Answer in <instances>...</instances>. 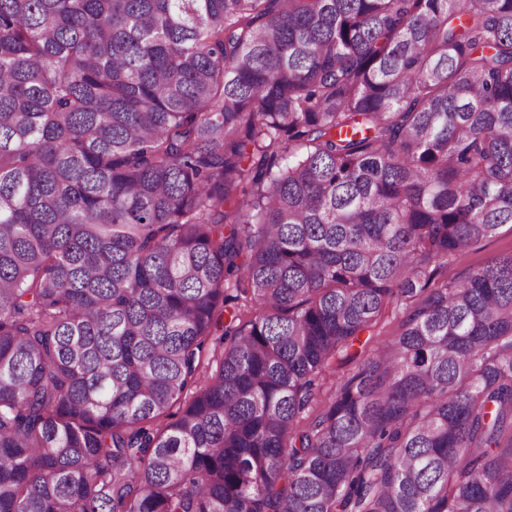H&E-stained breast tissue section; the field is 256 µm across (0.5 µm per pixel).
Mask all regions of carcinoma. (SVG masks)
<instances>
[{
    "label": "carcinoma",
    "mask_w": 512,
    "mask_h": 512,
    "mask_svg": "<svg viewBox=\"0 0 512 512\" xmlns=\"http://www.w3.org/2000/svg\"><path fill=\"white\" fill-rule=\"evenodd\" d=\"M504 224L512 0H0V512H512ZM512 252V225H503L497 234L482 243L479 248L470 250L448 261L445 277L448 280L462 281L470 270L482 265L490 257Z\"/></svg>",
    "instance_id": "obj_1"
}]
</instances>
